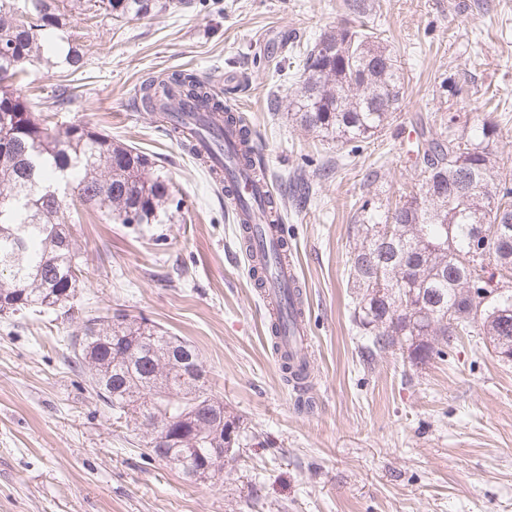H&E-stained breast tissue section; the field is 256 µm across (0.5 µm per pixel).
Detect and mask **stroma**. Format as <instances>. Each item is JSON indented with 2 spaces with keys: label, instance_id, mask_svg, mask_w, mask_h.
<instances>
[{
  "label": "stroma",
  "instance_id": "1",
  "mask_svg": "<svg viewBox=\"0 0 512 512\" xmlns=\"http://www.w3.org/2000/svg\"><path fill=\"white\" fill-rule=\"evenodd\" d=\"M350 2L191 0L93 26L75 14L83 72L57 65L67 49L57 36L50 64L16 77L32 111L90 123L170 177L181 207L165 223L72 214L87 263L77 298L145 316L195 346L239 427L240 459L205 481L145 460L136 431L114 424L61 363L73 325L48 313L15 326L0 318V512H512V362L463 336L423 365L397 353L364 366L347 274L353 204L371 191L398 200L419 181L402 155L411 116L437 136L452 113L477 123L495 94L496 148L512 154V0H363L358 14ZM357 17L397 53L406 94L392 125L353 153L292 122L283 102L297 86L274 66ZM182 68L210 74L245 117L275 199L288 207L311 337L307 391L285 384L267 343L268 314L223 185L133 106L143 79ZM66 85L78 97L61 105ZM296 173L313 191L300 207L290 204Z\"/></svg>",
  "mask_w": 512,
  "mask_h": 512
}]
</instances>
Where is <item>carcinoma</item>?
I'll return each mask as SVG.
<instances>
[{
  "label": "carcinoma",
  "mask_w": 512,
  "mask_h": 512,
  "mask_svg": "<svg viewBox=\"0 0 512 512\" xmlns=\"http://www.w3.org/2000/svg\"><path fill=\"white\" fill-rule=\"evenodd\" d=\"M0 0V134L9 148L0 152V313L52 309L75 317L74 300L83 280L85 259L73 237L67 210L45 203L62 179L71 187L72 207L88 206L121 224H159L173 202L170 183L155 161L135 147L112 140L87 123L65 128L50 116L30 110L12 87L28 67L49 63L43 33L65 30L78 13L90 21L146 18L162 13L174 0ZM347 44L346 55L328 53ZM63 59L75 73L86 66L80 45L68 40ZM300 88L288 100L290 118L306 132L341 144L368 143L402 111L405 75L397 56L364 24L325 32L298 51ZM365 83L369 93L353 90ZM134 105L149 112H170L205 122L223 112L242 123L223 104L208 79L191 70H173L145 79ZM412 165L422 180L447 173L446 192L435 202L419 186L382 207L360 201L354 231L359 243L350 255L349 277L358 289L354 321L368 336L364 362L382 354L409 351L417 363L446 354L461 336L486 337L493 346L512 343V159L498 155V136L490 119L471 128L448 116V134L417 131ZM399 226L388 247L390 263L370 271L362 255L376 248L377 226ZM474 288L471 299L462 290ZM404 290L407 306L396 304L393 289ZM151 340H140L142 336ZM173 349L165 385H152L157 352ZM64 365L88 371L89 386L112 413L114 422L142 432L145 455L160 462L180 449L156 442L155 421L194 415V452L188 478L205 473L213 450L215 406L209 375L195 347L153 327L122 324L107 308L82 318L62 353Z\"/></svg>",
  "instance_id": "carcinoma-1"
}]
</instances>
